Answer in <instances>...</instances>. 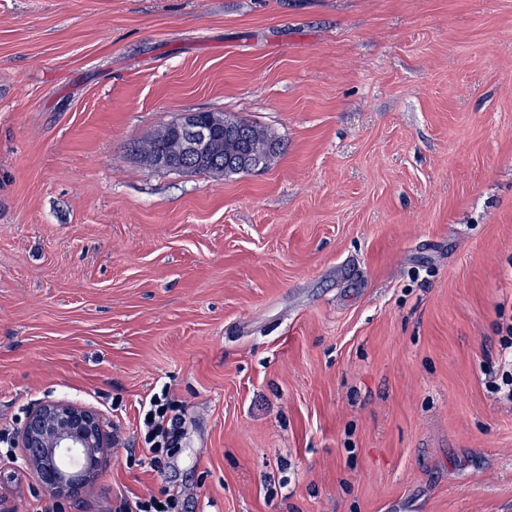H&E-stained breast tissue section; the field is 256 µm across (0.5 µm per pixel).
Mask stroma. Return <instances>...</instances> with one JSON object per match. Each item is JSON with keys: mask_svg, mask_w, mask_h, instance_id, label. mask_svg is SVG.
<instances>
[{"mask_svg": "<svg viewBox=\"0 0 512 512\" xmlns=\"http://www.w3.org/2000/svg\"><path fill=\"white\" fill-rule=\"evenodd\" d=\"M185 112L283 143L149 166ZM512 0H0V498L46 400L118 443L65 512H512ZM182 435L162 470L140 406ZM276 147L274 144H265L262 149L255 147L248 152L228 151L224 155L223 161L211 162L209 165L199 169L196 172L208 173L213 176H224V169L228 173L247 169L249 172L264 169L273 158ZM176 411L178 410L163 390L160 395L154 394L149 400L148 408L143 409L145 428L143 451L154 468L161 467L162 457L168 456L178 440L181 418ZM150 417H153L152 421H148ZM158 504L162 508H158ZM175 508L174 499L168 494V491L162 490L160 496L150 495L148 498H138L124 500L120 512H172Z\"/></svg>", "mask_w": 512, "mask_h": 512, "instance_id": "stroma-1", "label": "stroma"}]
</instances>
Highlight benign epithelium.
Here are the masks:
<instances>
[{"label":"benign epithelium","instance_id":"obj_1","mask_svg":"<svg viewBox=\"0 0 512 512\" xmlns=\"http://www.w3.org/2000/svg\"><path fill=\"white\" fill-rule=\"evenodd\" d=\"M215 124L212 116L206 118L199 112L184 113L177 122L184 162L174 161L168 152H157L152 166L163 170H186L194 163L214 158ZM218 124L238 140L243 135L251 137V131L245 129V124L237 116L222 115ZM275 150V145L267 144L247 152L228 151L224 155V169L228 173L264 169ZM111 441L112 437L97 412L72 402L46 400L26 414L18 447L22 448L26 466L33 472L38 485L60 505L77 497L89 479L85 473H66L65 460L81 455L94 465L111 447Z\"/></svg>","mask_w":512,"mask_h":512}]
</instances>
